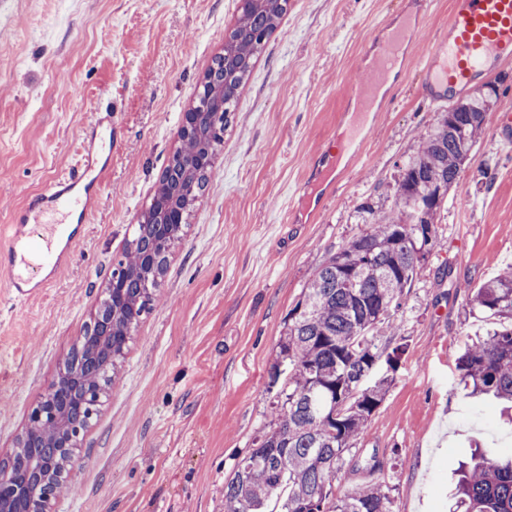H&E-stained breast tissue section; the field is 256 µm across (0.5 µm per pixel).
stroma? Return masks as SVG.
Listing matches in <instances>:
<instances>
[{
    "label": "stroma",
    "instance_id": "35a3bbf8",
    "mask_svg": "<svg viewBox=\"0 0 512 512\" xmlns=\"http://www.w3.org/2000/svg\"><path fill=\"white\" fill-rule=\"evenodd\" d=\"M407 10L408 0H288L53 512H225V482L272 425L269 375L289 310L329 251L367 229L362 201L397 213L402 166L442 112L403 64L313 208L308 165L355 115L363 46ZM238 15L239 0H0V237L29 192L76 163L95 112L117 107L122 126L73 262L26 303L0 274V459L98 307ZM435 230L398 313L406 352L377 363L370 379L386 380L385 398L332 480L339 495L385 482L393 512H449L472 443L512 450L498 405L454 393L457 354L491 326L471 296L512 267V156L496 112ZM372 458L378 468L366 469Z\"/></svg>",
    "mask_w": 512,
    "mask_h": 512
}]
</instances>
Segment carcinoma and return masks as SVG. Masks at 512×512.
<instances>
[{
    "instance_id": "cac0c4a2",
    "label": "carcinoma",
    "mask_w": 512,
    "mask_h": 512,
    "mask_svg": "<svg viewBox=\"0 0 512 512\" xmlns=\"http://www.w3.org/2000/svg\"><path fill=\"white\" fill-rule=\"evenodd\" d=\"M240 2L211 86L222 94L226 116L288 8V0ZM496 98L489 85L457 101V111L442 113L403 166L396 189L400 216L377 215L373 202H362L358 210L372 217L371 227L329 255L289 310L271 384L278 382L284 363L288 382L273 403L274 426L224 485L225 512H265L273 498L281 503L280 512H392L383 484H360L337 497L330 493V480L383 401L385 381L366 387L365 378L380 359L392 366L406 351L396 336L397 317L433 240L441 208L437 194L457 183ZM196 121L162 173L163 196L185 199L199 177L187 161L220 145L212 135L215 117L200 114ZM184 228L149 220L136 225L112 267L124 286L119 325L125 335L113 338L112 350L96 368L82 371L87 387L104 390L111 384L132 332L157 300L156 276L166 271ZM471 304L496 322L456 358L458 388L465 398L512 405V273L484 282ZM453 512H512V451L498 457L472 453L459 469Z\"/></svg>"
}]
</instances>
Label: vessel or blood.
<instances>
[{"label": "vessel or blood", "instance_id": "vessel-or-blood-1", "mask_svg": "<svg viewBox=\"0 0 512 512\" xmlns=\"http://www.w3.org/2000/svg\"><path fill=\"white\" fill-rule=\"evenodd\" d=\"M415 19L375 44L360 108L372 98L389 72L400 64L409 34L418 33L430 11L418 0ZM512 61V0H453L447 30L420 59L424 95L435 103L477 89L496 67ZM120 125L115 109L97 112L82 135L80 159L66 173L26 196L10 213L9 232L0 240V273L13 300L35 299L73 260L88 217L99 206L102 175L117 144Z\"/></svg>", "mask_w": 512, "mask_h": 512}]
</instances>
